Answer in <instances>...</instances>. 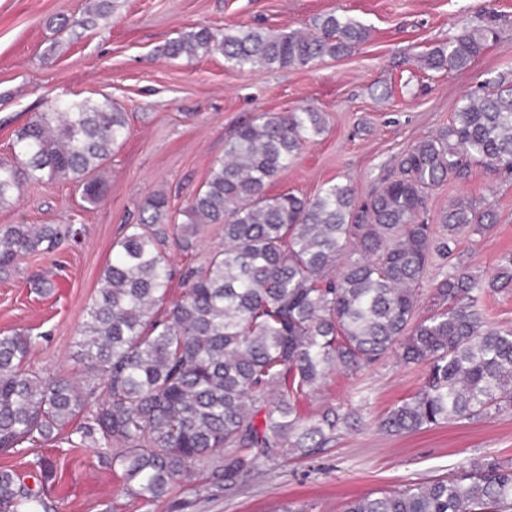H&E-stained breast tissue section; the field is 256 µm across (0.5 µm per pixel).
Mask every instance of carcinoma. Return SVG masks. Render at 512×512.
Masks as SVG:
<instances>
[{"mask_svg":"<svg viewBox=\"0 0 512 512\" xmlns=\"http://www.w3.org/2000/svg\"><path fill=\"white\" fill-rule=\"evenodd\" d=\"M370 29L328 12L313 28L183 31L172 59L218 53L239 70L306 68L355 52ZM487 22L420 56L423 71H461L497 42ZM326 114L309 106L260 112L225 142L200 189L172 222L168 197L145 198L126 226L79 326L75 377L30 369L35 338L0 334V452L65 438L122 472L125 494L153 505L203 471V490H235L285 452L306 456L362 415L302 403L335 371L356 374L390 351L427 366L423 385L383 417L391 433L470 420L512 406V329L488 322L482 297L512 284V256L487 278L452 262L463 237L496 223L489 207L459 199L428 223L429 194L474 163L512 176V80L501 75L469 94L448 126L407 149L398 173L357 202L350 181L312 197L271 193L302 147L321 136ZM128 114L107 97L55 103L15 134L0 159V208L29 182L69 181L96 206V176L128 136ZM224 247L183 274L169 298L168 245L189 255L205 229ZM72 224H14L0 232V272L26 255L77 240ZM450 259L435 284V309L416 319L418 290L434 251ZM190 502L170 499L173 512ZM0 512H56L18 474L0 468ZM341 512H512V462L463 461L450 477L346 502Z\"/></svg>","mask_w":512,"mask_h":512,"instance_id":"cac0c4a2","label":"carcinoma"}]
</instances>
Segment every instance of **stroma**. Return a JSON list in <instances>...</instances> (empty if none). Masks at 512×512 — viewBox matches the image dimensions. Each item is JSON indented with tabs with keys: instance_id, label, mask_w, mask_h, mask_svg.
I'll return each mask as SVG.
<instances>
[{
	"instance_id": "1",
	"label": "stroma",
	"mask_w": 512,
	"mask_h": 512,
	"mask_svg": "<svg viewBox=\"0 0 512 512\" xmlns=\"http://www.w3.org/2000/svg\"><path fill=\"white\" fill-rule=\"evenodd\" d=\"M334 10L368 25L371 36L353 54L308 68L240 72L218 54L189 61L164 53L183 30L276 33L310 27ZM63 17L76 27L59 31ZM490 19L498 42L469 69L427 73L416 65L431 47ZM502 74H512V0H0V158H10L15 132L58 98L109 97L131 125L106 163L97 206H86L74 183L58 181L27 184L18 205L0 209V231L14 224L82 231L78 243L27 255L0 275V334L30 330L31 367L78 373V327L124 225L137 223L144 199L158 192L180 212L223 155L225 140L256 113L311 105L327 116L324 134L304 147L274 192L310 196L347 179L361 201L394 173L405 149L447 125L464 95ZM460 197L496 214L493 231L461 239L457 248L473 272L490 270L512 254V177L472 165L466 178L432 192L429 221ZM425 370L391 352L362 372L332 374L304 410L361 408L357 429L338 431L311 456L286 455L235 491L197 495L185 487L174 494L193 500L192 512H340L350 499L449 475L464 459H512V408L400 435L380 429L388 410L421 386ZM41 457L56 466L46 483L37 477ZM4 466L58 512H168V502L146 506L127 496L120 473L63 439L0 453Z\"/></svg>"
}]
</instances>
